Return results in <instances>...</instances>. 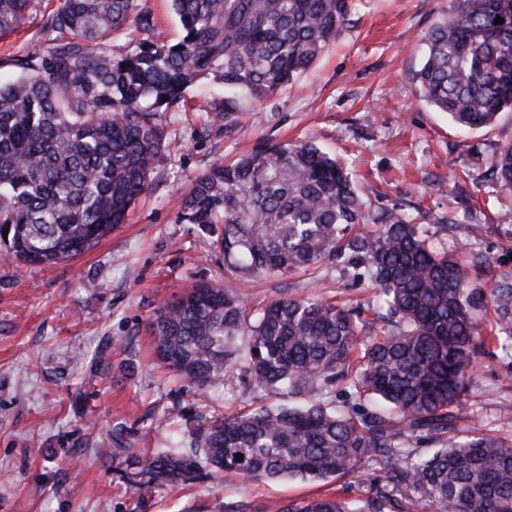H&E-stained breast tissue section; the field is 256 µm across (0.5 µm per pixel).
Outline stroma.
<instances>
[{
	"mask_svg": "<svg viewBox=\"0 0 512 512\" xmlns=\"http://www.w3.org/2000/svg\"><path fill=\"white\" fill-rule=\"evenodd\" d=\"M450 0H351L335 41L294 82L245 102L234 123L213 122L221 84L203 81L171 114L152 189L127 223L70 260L0 259V512H267L319 495H356L348 479L317 482L219 478L167 487L141 501L98 449L115 422L142 454L168 447L189 414L232 415L277 405L276 393L234 380L189 386L154 355V313L196 283L225 282L213 236L177 221L180 200L210 165L256 147L311 141L347 167L370 211L412 218L430 246L471 265L484 292L512 284V196L488 171L512 146V112L463 130L415 95L422 35ZM251 307L285 295H320L371 307L369 280L339 263L317 277L257 275L239 282ZM512 360L482 355L462 399L461 432L512 438Z\"/></svg>",
	"mask_w": 512,
	"mask_h": 512,
	"instance_id": "stroma-1",
	"label": "stroma"
}]
</instances>
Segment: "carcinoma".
<instances>
[{"mask_svg": "<svg viewBox=\"0 0 512 512\" xmlns=\"http://www.w3.org/2000/svg\"><path fill=\"white\" fill-rule=\"evenodd\" d=\"M182 36L156 37L140 0H0V35L36 21L32 47L0 83V248L24 264L89 249L151 190L168 113L193 84H224L223 122L308 69L340 33L349 0H171ZM504 22L495 23L496 17ZM141 37L115 45L128 22ZM416 95L481 129L512 111V0H451L423 35ZM492 175L512 191V146ZM178 221L220 225L216 246L236 279L315 271L329 260L363 271L372 318L317 297L250 308L228 285L201 282L151 323L157 359L200 389L240 378L302 398L215 416L151 457L116 427L105 460L124 465L138 499L216 474L226 481L355 479L353 498L292 500L274 512H512V438L452 435L475 362L512 335H479L487 306L512 322V288L486 298L454 258L402 214L375 218L346 170L310 142L272 145L199 175ZM8 235H3V232ZM344 386L341 408L330 395ZM432 452L421 455L415 445ZM243 455L242 461L235 456ZM374 455L383 475L367 484Z\"/></svg>", "mask_w": 512, "mask_h": 512, "instance_id": "1", "label": "carcinoma"}]
</instances>
